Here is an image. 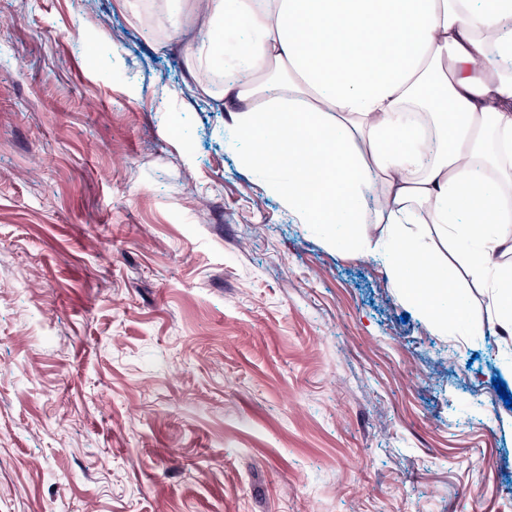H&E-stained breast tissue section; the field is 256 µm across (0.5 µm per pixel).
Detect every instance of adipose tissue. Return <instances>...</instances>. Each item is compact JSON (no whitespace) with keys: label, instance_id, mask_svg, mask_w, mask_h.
Instances as JSON below:
<instances>
[{"label":"adipose tissue","instance_id":"adipose-tissue-1","mask_svg":"<svg viewBox=\"0 0 512 512\" xmlns=\"http://www.w3.org/2000/svg\"><path fill=\"white\" fill-rule=\"evenodd\" d=\"M238 17L249 32L228 53ZM205 23L186 51L225 57L231 131L298 223L356 228L375 200L407 301L448 330L440 301L466 283L511 336L512 0H206ZM272 72L287 95L247 109Z\"/></svg>","mask_w":512,"mask_h":512}]
</instances>
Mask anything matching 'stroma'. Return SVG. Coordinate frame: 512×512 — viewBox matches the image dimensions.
<instances>
[{"label": "stroma", "mask_w": 512, "mask_h": 512, "mask_svg": "<svg viewBox=\"0 0 512 512\" xmlns=\"http://www.w3.org/2000/svg\"><path fill=\"white\" fill-rule=\"evenodd\" d=\"M204 11L0 0V512H512V339L288 214Z\"/></svg>", "instance_id": "1"}]
</instances>
